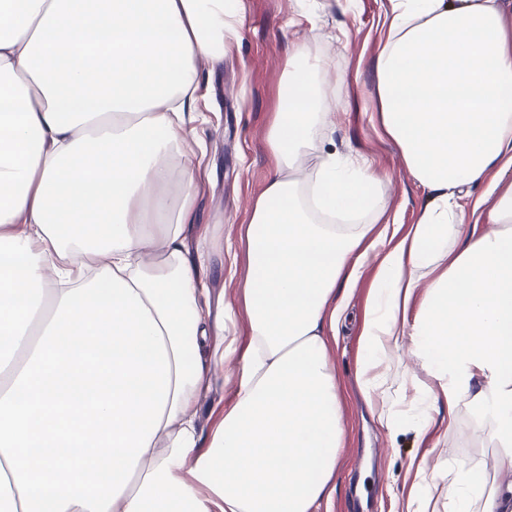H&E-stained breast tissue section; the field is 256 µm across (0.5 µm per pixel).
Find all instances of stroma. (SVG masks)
Here are the masks:
<instances>
[{"label":"stroma","mask_w":512,"mask_h":512,"mask_svg":"<svg viewBox=\"0 0 512 512\" xmlns=\"http://www.w3.org/2000/svg\"><path fill=\"white\" fill-rule=\"evenodd\" d=\"M387 0H312L305 17L288 26L291 0H243L239 40L221 61H200L199 107L206 120L197 135L204 156L197 168V195L186 249L195 254L204 241L232 242L223 272H212L215 309L234 304L227 335L249 341L241 288L247 272L245 238L248 199L274 171L268 144L270 125L282 105V71L298 40H306L325 62L319 75L333 103L321 152L368 159L381 181L388 217L400 229L416 223L425 192L406 169L396 144L371 119L375 102L374 60L382 45ZM373 264L362 267L346 289V310L329 358L336 366L341 424L346 435L331 483L335 491L320 512H448V485L459 464L482 469L481 456L460 450L462 440L489 421L460 408L449 418L438 405L430 424L421 421V399L433 383L416 355L399 361L379 402L397 413V432L388 434L368 406L357 377L361 330L370 302ZM235 379L223 380L201 399L202 435H210L234 397Z\"/></svg>","instance_id":"stroma-1"}]
</instances>
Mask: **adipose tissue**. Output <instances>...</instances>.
Returning a JSON list of instances; mask_svg holds the SVG:
<instances>
[{
  "instance_id": "1",
  "label": "adipose tissue",
  "mask_w": 512,
  "mask_h": 512,
  "mask_svg": "<svg viewBox=\"0 0 512 512\" xmlns=\"http://www.w3.org/2000/svg\"><path fill=\"white\" fill-rule=\"evenodd\" d=\"M383 25L375 118L419 220L387 244L369 164L317 155L331 104L297 43L248 204L241 348L200 275L213 250L185 256L196 61L239 39L241 0H0V512H318L345 441L338 288L370 258L367 396L423 357L431 403L493 421L505 476L459 467L448 512H512V181L491 175L512 167V0H388ZM220 365L234 400L202 452Z\"/></svg>"
}]
</instances>
